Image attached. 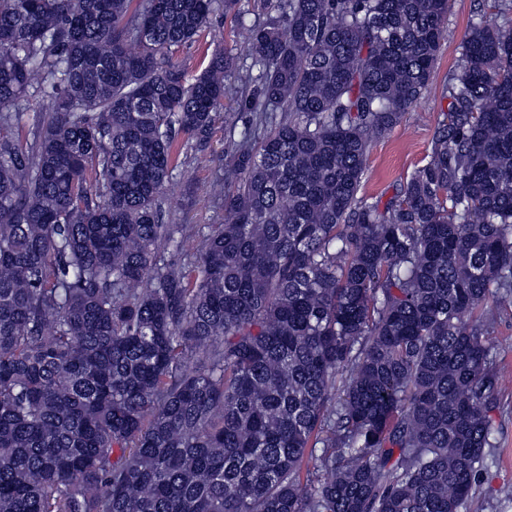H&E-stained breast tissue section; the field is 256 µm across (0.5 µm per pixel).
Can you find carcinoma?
<instances>
[{
  "label": "carcinoma",
  "mask_w": 512,
  "mask_h": 512,
  "mask_svg": "<svg viewBox=\"0 0 512 512\" xmlns=\"http://www.w3.org/2000/svg\"><path fill=\"white\" fill-rule=\"evenodd\" d=\"M237 3L0 0V512L475 497L483 317L512 301V0L385 204L360 194L367 153L427 87L448 0H263L250 63L188 80L174 52ZM241 77L224 223H163L178 135L207 149Z\"/></svg>",
  "instance_id": "carcinoma-1"
}]
</instances>
